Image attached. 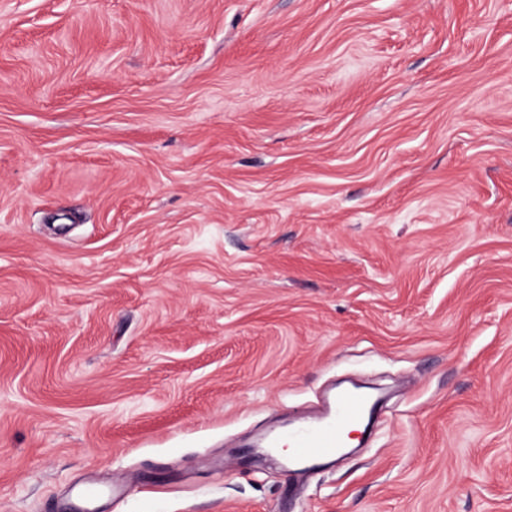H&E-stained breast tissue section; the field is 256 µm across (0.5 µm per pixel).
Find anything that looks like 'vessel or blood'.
Returning a JSON list of instances; mask_svg holds the SVG:
<instances>
[{
	"mask_svg": "<svg viewBox=\"0 0 512 512\" xmlns=\"http://www.w3.org/2000/svg\"><path fill=\"white\" fill-rule=\"evenodd\" d=\"M370 406L367 395L346 391L335 394L319 420L285 433H273L267 438L266 446L274 450L281 443H288L300 464L333 456L339 446L342 429L362 424Z\"/></svg>",
	"mask_w": 512,
	"mask_h": 512,
	"instance_id": "1",
	"label": "vessel or blood"
}]
</instances>
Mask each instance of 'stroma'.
Instances as JSON below:
<instances>
[{"mask_svg": "<svg viewBox=\"0 0 512 512\" xmlns=\"http://www.w3.org/2000/svg\"><path fill=\"white\" fill-rule=\"evenodd\" d=\"M0 512H512V0H0ZM370 406V399L365 394L340 392L329 400L319 420L285 433L275 432L267 438L265 447L275 450L282 441H288L298 464L331 457L339 448L342 429L347 425L362 424Z\"/></svg>", "mask_w": 512, "mask_h": 512, "instance_id": "35a3bbf8", "label": "stroma"}]
</instances>
